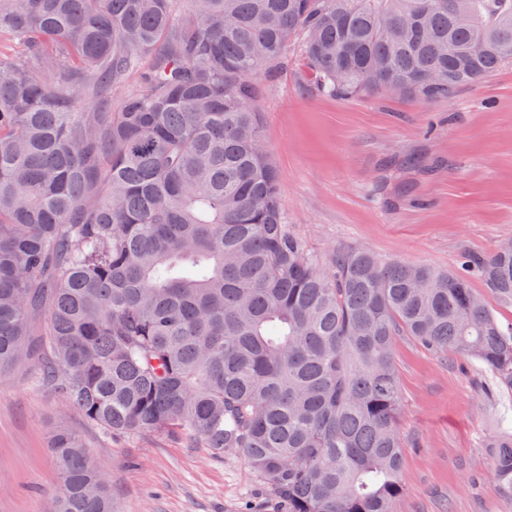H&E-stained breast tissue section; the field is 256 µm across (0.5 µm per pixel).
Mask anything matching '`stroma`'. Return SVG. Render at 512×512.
<instances>
[{"mask_svg":"<svg viewBox=\"0 0 512 512\" xmlns=\"http://www.w3.org/2000/svg\"><path fill=\"white\" fill-rule=\"evenodd\" d=\"M254 101L281 180L286 221L321 259L363 247L384 259L455 267L512 240V65L451 97H334L305 82L297 44L258 74ZM401 394L397 512H512L488 478L512 394L479 363L393 346ZM82 433L117 512H283L237 451L212 456L163 435L115 441L66 410L23 362L0 371V512H48L60 467L48 433Z\"/></svg>","mask_w":512,"mask_h":512,"instance_id":"stroma-1","label":"stroma"}]
</instances>
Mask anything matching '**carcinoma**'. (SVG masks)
Here are the masks:
<instances>
[{
	"label": "carcinoma",
	"mask_w": 512,
	"mask_h": 512,
	"mask_svg": "<svg viewBox=\"0 0 512 512\" xmlns=\"http://www.w3.org/2000/svg\"><path fill=\"white\" fill-rule=\"evenodd\" d=\"M0 0V369L109 435L241 451L286 512H395L397 336L512 391V241L457 270L286 224L255 74L300 40L337 97L442 99L512 63V0ZM150 65L144 93L112 90ZM94 99L97 110L81 103ZM491 477L512 496V432ZM50 512H112L84 437L53 427Z\"/></svg>",
	"instance_id": "carcinoma-1"
}]
</instances>
